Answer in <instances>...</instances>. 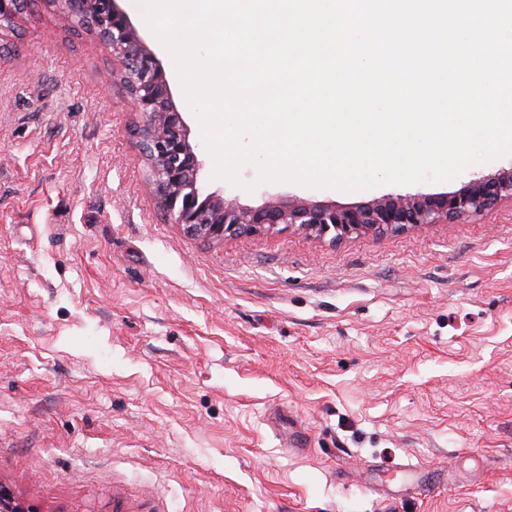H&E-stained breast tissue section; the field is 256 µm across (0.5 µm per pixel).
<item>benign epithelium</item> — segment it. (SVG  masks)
Returning <instances> with one entry per match:
<instances>
[{"instance_id":"obj_1","label":"benign epithelium","mask_w":512,"mask_h":512,"mask_svg":"<svg viewBox=\"0 0 512 512\" xmlns=\"http://www.w3.org/2000/svg\"><path fill=\"white\" fill-rule=\"evenodd\" d=\"M66 20L90 22L125 79L142 118V150L159 206L188 236L222 242L276 228L297 227L334 240L367 232L398 231L408 226L449 224L512 201V167L472 178L451 193H390L352 207L276 196L247 207L201 185L204 162L191 130L173 98L162 60L150 39L132 21L123 0H50ZM26 0H0V23L14 20ZM0 512H29L0 485Z\"/></svg>"}]
</instances>
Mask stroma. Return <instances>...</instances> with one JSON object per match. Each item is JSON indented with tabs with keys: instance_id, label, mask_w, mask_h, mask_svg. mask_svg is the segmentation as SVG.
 I'll return each instance as SVG.
<instances>
[{
	"instance_id": "1",
	"label": "stroma",
	"mask_w": 512,
	"mask_h": 512,
	"mask_svg": "<svg viewBox=\"0 0 512 512\" xmlns=\"http://www.w3.org/2000/svg\"><path fill=\"white\" fill-rule=\"evenodd\" d=\"M120 70L49 0L0 26V485L32 512H512V204L189 237Z\"/></svg>"
}]
</instances>
